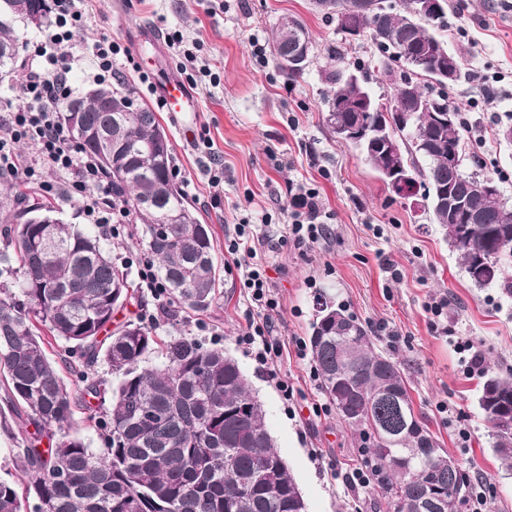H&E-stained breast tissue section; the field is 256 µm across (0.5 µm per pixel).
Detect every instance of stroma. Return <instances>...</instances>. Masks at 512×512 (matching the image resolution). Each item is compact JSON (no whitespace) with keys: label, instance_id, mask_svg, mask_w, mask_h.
I'll return each instance as SVG.
<instances>
[{"label":"stroma","instance_id":"obj_1","mask_svg":"<svg viewBox=\"0 0 512 512\" xmlns=\"http://www.w3.org/2000/svg\"><path fill=\"white\" fill-rule=\"evenodd\" d=\"M88 32L119 43L117 79L137 89L139 102L156 107L172 79L185 80L180 49L168 36L180 32L182 47L210 69L189 94L197 109L187 116L160 112L182 175L175 186L212 225L223 246L234 224L249 219L258 254L274 281L280 308L274 332L285 342L279 375L294 389L285 406L267 374L236 343L257 311L236 272L222 269L216 301L204 312L157 326L160 336H188L218 343L241 366L264 405L268 429L307 503L308 512H386L377 482L349 485L346 475L366 468L358 432L329 408L311 357L296 344L307 341L318 297L345 305L369 331L377 351L401 368L416 411L442 448L470 473L474 492L484 493L488 512H512V474L499 465L490 424L478 404L481 379L468 373L459 342L483 356V371L512 372V297L496 287H475L455 250L423 206L395 198L352 146L338 141L322 119L327 87L322 71L332 60L361 68L374 95L389 93L383 58L369 37L347 40L311 0H85ZM308 27L315 48L298 80L272 61H257L252 42L270 44L282 18ZM49 26L18 24L20 56L0 78V97L22 99L24 49L43 39ZM450 50L462 55V77L448 88L471 127L466 151L484 162L512 204V145L496 131L512 125V0H448L444 32ZM497 75L492 85L482 75ZM211 138L224 168V191L214 195L195 148ZM308 182L319 191L323 222L332 234L304 250L265 242L262 213L284 223L288 188ZM446 306L433 317V296ZM323 414H314L316 406Z\"/></svg>","mask_w":512,"mask_h":512}]
</instances>
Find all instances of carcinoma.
I'll return each mask as SVG.
<instances>
[{"label": "carcinoma", "instance_id": "obj_1", "mask_svg": "<svg viewBox=\"0 0 512 512\" xmlns=\"http://www.w3.org/2000/svg\"><path fill=\"white\" fill-rule=\"evenodd\" d=\"M14 9L0 17V67L18 52L15 23L29 13L35 0H13ZM319 9L336 22L341 17L369 36L381 55L399 56L411 69L385 70L394 84L383 98L388 110L357 112L348 108L357 93L338 67L324 70L328 91L325 110L342 109L325 120L369 127L396 141L398 152L372 149L365 160L378 173L398 164L411 175L397 195L415 197L425 190L423 207L472 274L476 253L486 251L489 284L512 296V205L501 193L484 194L478 186L486 175L448 167V149L464 147L460 108L448 95L435 98V107L451 115L441 123L430 112L415 111L416 100L404 99L403 87L414 79L434 80L429 67H416L414 58L429 62L434 45L443 41L446 14L407 27L411 0L389 12L363 10L346 14L354 0H327ZM313 50L308 28L296 19H283L273 36V55L297 47ZM128 104L124 112H99L93 99L82 113L85 122L102 129L118 123L120 140L112 141V167L103 166L100 149L78 142L91 154L112 185V195L126 217L143 225L142 246L156 264L166 286L164 304L173 318L209 309L219 281L211 225L171 180V145L157 113L135 102L122 84L110 90ZM412 111L410 127L399 126L396 110ZM462 202L471 220L456 219ZM7 249L0 252L12 281L0 288V383L20 424L21 445L14 468L25 481L0 478V512H292L300 493L287 462L274 448L266 412L253 397L238 363L217 346L172 336L129 319L114 327L115 312L135 301L143 303L128 273L117 266L94 230L72 224H19L4 228ZM309 345L324 394L352 401L362 412L353 426L364 439L379 425L395 427L397 400L416 419L408 383L397 364L373 348L368 329L347 310L331 301L317 302ZM354 324L364 343L349 361L350 379L336 384V368L346 350L344 323ZM59 341L48 350L45 337ZM159 355L151 368L141 367ZM386 369L376 370L378 361ZM105 363L115 375L111 407L99 416L85 417L103 447H89L74 428L82 399L97 396L102 381L94 369ZM478 403L490 425L493 448L501 465L512 472V373L484 374ZM34 426L48 439L42 448L29 436ZM431 457L410 466H396L399 447L366 445L367 464L380 477V489L390 512H398L400 496L425 499L433 486L453 489L450 512H459L471 487L448 473L447 454L429 435Z\"/></svg>", "mask_w": 512, "mask_h": 512}]
</instances>
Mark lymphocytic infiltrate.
<instances>
[{"label": "lymphocytic infiltrate", "instance_id": "obj_1", "mask_svg": "<svg viewBox=\"0 0 512 512\" xmlns=\"http://www.w3.org/2000/svg\"><path fill=\"white\" fill-rule=\"evenodd\" d=\"M79 3L80 0H54V30L45 42L33 45L27 56L24 98L0 108V175H18L40 183L51 196L66 191L81 200L93 224L116 238L120 235L118 227L110 225L103 215L112 187L103 179L95 159L73 144L57 119V103L71 94L69 75L76 60L78 38H86L92 50L95 79L101 83L111 81L112 61L122 51L118 43L87 38ZM22 142L33 143L37 148L34 160L24 167L16 152L17 144ZM58 174L67 177L66 186L55 182ZM319 217L316 190L295 184L288 224V239L295 248L311 247L327 236L328 227L320 223ZM225 252L239 271L241 288L262 316L260 322L249 324L236 341L277 382L284 399H292L293 389L281 381L277 369L284 344L271 329V313L278 306L273 283L259 260L248 225H235L227 237Z\"/></svg>", "mask_w": 512, "mask_h": 512}]
</instances>
